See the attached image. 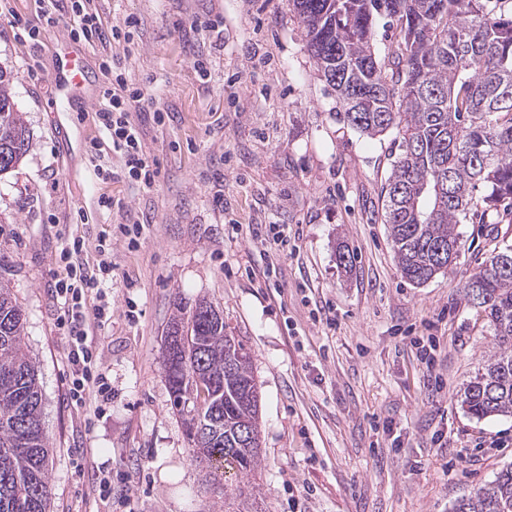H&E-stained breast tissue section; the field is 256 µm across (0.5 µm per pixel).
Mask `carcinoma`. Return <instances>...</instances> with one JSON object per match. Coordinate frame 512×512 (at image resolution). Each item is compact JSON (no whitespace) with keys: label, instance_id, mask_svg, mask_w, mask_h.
<instances>
[{"label":"carcinoma","instance_id":"cac0c4a2","mask_svg":"<svg viewBox=\"0 0 512 512\" xmlns=\"http://www.w3.org/2000/svg\"><path fill=\"white\" fill-rule=\"evenodd\" d=\"M505 0H291L306 48L336 91L344 119L374 138H400L383 187L385 223L402 278L424 285L453 264L459 224L512 208V13ZM398 30L379 55L376 18ZM30 131L0 70V173L23 159ZM479 298L498 350L467 383L477 419L512 418V245L494 250L464 285ZM25 314L0 283V512H48L49 440L37 369L24 350ZM165 380L192 460L233 473L243 488L262 466L260 386L253 356L202 299L176 305L165 332ZM452 512H512V463Z\"/></svg>","mask_w":512,"mask_h":512}]
</instances>
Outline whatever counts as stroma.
Wrapping results in <instances>:
<instances>
[{
    "instance_id": "obj_1",
    "label": "stroma",
    "mask_w": 512,
    "mask_h": 512,
    "mask_svg": "<svg viewBox=\"0 0 512 512\" xmlns=\"http://www.w3.org/2000/svg\"><path fill=\"white\" fill-rule=\"evenodd\" d=\"M107 25L138 22L129 44L88 46L111 58L147 103L133 118L159 175L145 191L120 177L121 160L83 104L52 113L47 76L65 11L44 26L49 0H0V71L31 146L0 173V282L25 312L50 439L49 512H224V480L191 458L164 379V338L175 305L208 299L251 348L261 392L259 512H452L464 494L512 463V418L476 419L460 395L493 354L485 318L464 284L501 244L512 212L462 224L452 272L415 286L402 278L384 222L382 188L395 132L350 126L306 48L289 0H94ZM40 26L39 41L15 22ZM223 20L222 33L210 25ZM207 58L209 79L194 61ZM166 113L165 124L153 120ZM100 139L99 154L90 142ZM115 170L96 176L97 166ZM119 208L99 210V195ZM140 221L137 243L115 225ZM256 224L288 236L277 274ZM112 237V322L101 333L112 400L96 416L67 398V342L54 328L51 286L68 234ZM356 255L352 271L336 250ZM136 304L137 322L124 314ZM440 340L445 383L432 393L408 333ZM450 445L438 447L435 431ZM105 464L99 499L74 472L77 453ZM465 455L469 464L459 465Z\"/></svg>"
}]
</instances>
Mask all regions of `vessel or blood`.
Listing matches in <instances>:
<instances>
[{"label": "vessel or blood", "instance_id": "b4317fda", "mask_svg": "<svg viewBox=\"0 0 512 512\" xmlns=\"http://www.w3.org/2000/svg\"><path fill=\"white\" fill-rule=\"evenodd\" d=\"M55 67L50 80L67 100H95L103 93L102 84H91L88 79L86 50L66 38L56 48Z\"/></svg>", "mask_w": 512, "mask_h": 512}]
</instances>
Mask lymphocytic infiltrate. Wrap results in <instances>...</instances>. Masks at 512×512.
Returning a JSON list of instances; mask_svg holds the SVG:
<instances>
[{"label": "lymphocytic infiltrate", "instance_id": "1", "mask_svg": "<svg viewBox=\"0 0 512 512\" xmlns=\"http://www.w3.org/2000/svg\"><path fill=\"white\" fill-rule=\"evenodd\" d=\"M89 3L90 0H69L75 18L69 31L72 39L89 44L130 40V33L121 26H104ZM101 71L106 84L104 104L95 112L94 121L111 140L113 151L120 155L125 177L141 189H151L159 174V163L144 151L141 134L132 119L145 95L129 84L124 72L114 71L110 63H102ZM111 248L110 238H100L95 247L97 260L88 261L86 243L76 236L64 242L58 255L63 273L53 282V292L60 303L55 328L67 340L68 399L79 407L93 401L104 405L112 399V386L101 368L97 336L98 330L112 319V308L106 299V290L112 285V263L107 259Z\"/></svg>", "mask_w": 512, "mask_h": 512}]
</instances>
